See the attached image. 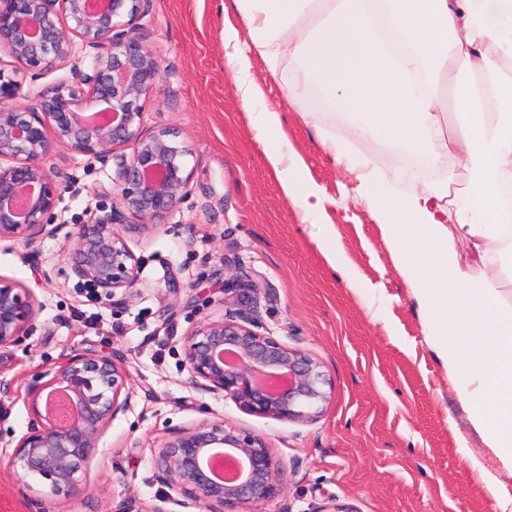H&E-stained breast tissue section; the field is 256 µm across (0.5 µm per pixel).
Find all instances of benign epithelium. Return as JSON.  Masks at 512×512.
<instances>
[{
    "label": "benign epithelium",
    "mask_w": 512,
    "mask_h": 512,
    "mask_svg": "<svg viewBox=\"0 0 512 512\" xmlns=\"http://www.w3.org/2000/svg\"><path fill=\"white\" fill-rule=\"evenodd\" d=\"M151 0H0V49L16 70L44 75L88 54L85 69L46 87L38 104H12L15 75L0 68V240L31 245L53 237L56 209L69 176L47 165L63 144L112 170L113 202L68 232L65 279L109 299L141 285L140 262L125 230L166 224L188 195L191 150L171 127L147 130L144 111L161 72L141 24ZM130 148L131 153L122 152ZM33 296L0 282V349L29 332L36 318ZM257 318L236 311L199 322L184 337L192 383L222 392L242 410L280 421L309 422L329 399L331 381L306 352L259 332ZM66 392L78 416L66 427L45 410L47 391ZM24 392L26 432L8 456L16 481L30 478L55 491L84 488L81 464L100 452L102 436L127 409L132 384L120 362L92 351L69 355L46 382H24L0 372V420L5 401ZM215 448L236 464V474L216 480L205 459ZM162 481L205 512H242L279 498L286 469L265 438L222 420L203 421L172 433L159 446Z\"/></svg>",
    "instance_id": "1"
}]
</instances>
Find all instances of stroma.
<instances>
[{
    "label": "stroma",
    "instance_id": "1",
    "mask_svg": "<svg viewBox=\"0 0 512 512\" xmlns=\"http://www.w3.org/2000/svg\"><path fill=\"white\" fill-rule=\"evenodd\" d=\"M230 2L152 0L142 21L161 63L145 124L178 131L192 151L193 178L174 223L128 235L141 288L91 299L65 279L66 229L111 205L112 168L60 144L48 164L70 175L62 231L28 249L0 242V281L28 289L40 306L28 336L0 350V372L27 382L54 374L73 352L94 351L114 355L133 384L102 454L82 465L88 483L76 494L12 479L6 457L29 420L23 397L14 398L0 422V512H201L159 480L156 452L172 432L215 419L264 436L284 463V492L262 512H314L331 497L353 512H501L512 479L492 497L464 460L463 448L480 452L481 441L373 213L353 200L354 173L326 161L316 131L347 141L398 195L411 187L403 169L410 153L354 133L343 113L321 107L303 117L287 94L289 83L307 78L291 60L272 71L254 58L262 94L243 102L224 50ZM268 110L282 114L283 150L303 158L327 196L323 215L302 220L269 173L267 145L253 129ZM326 236L365 292L320 253L316 243ZM247 281L257 289L241 291V310L256 313L261 331L321 361L331 378V397L313 421L250 414L190 381L184 336L221 316L230 289Z\"/></svg>",
    "mask_w": 512,
    "mask_h": 512
}]
</instances>
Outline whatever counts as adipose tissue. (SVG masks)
<instances>
[{
    "label": "adipose tissue",
    "instance_id": "ef3b65f1",
    "mask_svg": "<svg viewBox=\"0 0 512 512\" xmlns=\"http://www.w3.org/2000/svg\"><path fill=\"white\" fill-rule=\"evenodd\" d=\"M248 35L224 29L227 61L242 100L258 98L253 57L277 67L289 58L308 74L332 110L350 114L384 140L420 150L455 171L474 164L465 190L451 182L413 187L403 196L351 156L328 133L331 164L357 174V194L374 212L392 258L422 308L438 358L460 389L471 430L494 459L470 464L496 494L512 479V0H496L493 19L472 0H232ZM464 79L440 85L448 67ZM461 119L448 126L443 101ZM266 160L302 218L324 209L320 187L302 158L279 149ZM471 241L485 272L464 267L448 221Z\"/></svg>",
    "mask_w": 512,
    "mask_h": 512
}]
</instances>
